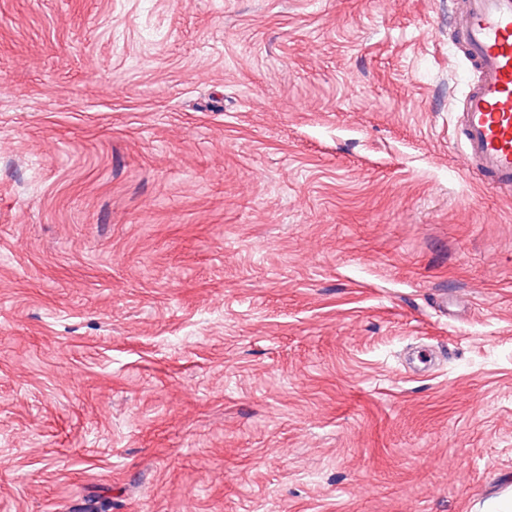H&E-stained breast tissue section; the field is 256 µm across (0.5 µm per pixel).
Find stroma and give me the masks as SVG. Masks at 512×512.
Returning a JSON list of instances; mask_svg holds the SVG:
<instances>
[{
    "label": "stroma",
    "mask_w": 512,
    "mask_h": 512,
    "mask_svg": "<svg viewBox=\"0 0 512 512\" xmlns=\"http://www.w3.org/2000/svg\"><path fill=\"white\" fill-rule=\"evenodd\" d=\"M457 7L0 0V512L512 501Z\"/></svg>",
    "instance_id": "1"
}]
</instances>
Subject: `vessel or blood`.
Here are the masks:
<instances>
[{"instance_id": "b4317fda", "label": "vessel or blood", "mask_w": 512, "mask_h": 512, "mask_svg": "<svg viewBox=\"0 0 512 512\" xmlns=\"http://www.w3.org/2000/svg\"><path fill=\"white\" fill-rule=\"evenodd\" d=\"M456 46L475 75L459 112L469 165L489 188L512 191V0H465Z\"/></svg>"}]
</instances>
